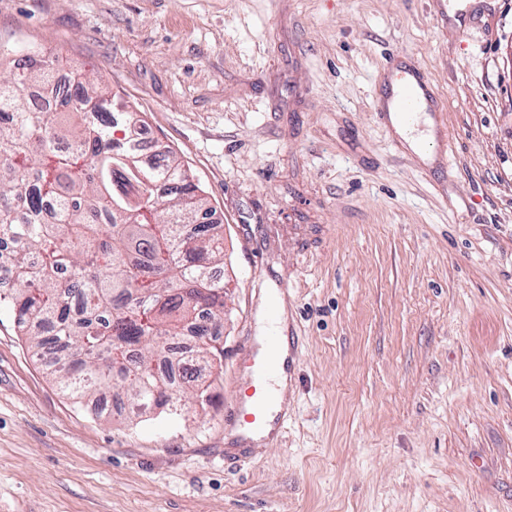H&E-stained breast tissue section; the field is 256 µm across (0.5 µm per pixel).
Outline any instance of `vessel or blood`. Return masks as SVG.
<instances>
[{"label":"vessel or blood","instance_id":"b4317fda","mask_svg":"<svg viewBox=\"0 0 512 512\" xmlns=\"http://www.w3.org/2000/svg\"><path fill=\"white\" fill-rule=\"evenodd\" d=\"M384 71L389 89L375 95L373 106L385 128H393L398 122L411 125L418 115L435 111L437 92L418 66L408 64L395 55L387 60ZM267 341L268 355L253 359L247 372L246 385L251 400L246 409L234 411L232 418L246 425L250 431L261 432L270 428L279 434L288 427L287 410L277 411L273 408V381L280 366L279 349L285 343L290 351H297L300 338L294 334L284 341L272 334Z\"/></svg>","mask_w":512,"mask_h":512}]
</instances>
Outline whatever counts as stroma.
Returning a JSON list of instances; mask_svg holds the SVG:
<instances>
[{
  "instance_id": "obj_1",
  "label": "stroma",
  "mask_w": 512,
  "mask_h": 512,
  "mask_svg": "<svg viewBox=\"0 0 512 512\" xmlns=\"http://www.w3.org/2000/svg\"><path fill=\"white\" fill-rule=\"evenodd\" d=\"M0 0V42L94 74L224 226L214 404L130 423L62 392L0 308V512H512V0ZM491 19L492 36L469 17ZM403 51L449 162L374 112ZM285 289L291 419L229 417ZM269 300L263 301L262 305L260 306L258 313H257V319L260 325V332L262 333V336H257L258 343L260 345V356L264 353V345H263V339L264 337L271 331V330H277V329H283L285 328L286 322H287V311L285 307L284 301L281 299L279 303V309L278 304L276 302L272 303L270 306V314L272 317L275 316L277 310V318L275 321H272L268 315H267V305Z\"/></svg>"
}]
</instances>
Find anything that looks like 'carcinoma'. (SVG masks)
Instances as JSON below:
<instances>
[{"instance_id": "1", "label": "carcinoma", "mask_w": 512, "mask_h": 512, "mask_svg": "<svg viewBox=\"0 0 512 512\" xmlns=\"http://www.w3.org/2000/svg\"><path fill=\"white\" fill-rule=\"evenodd\" d=\"M0 44V236L15 243L0 294L65 391L135 407L212 403L224 363L222 225L173 152L141 161L140 119L80 70L45 99L59 60ZM64 267L73 279L63 282ZM210 343L202 344L199 337Z\"/></svg>"}]
</instances>
